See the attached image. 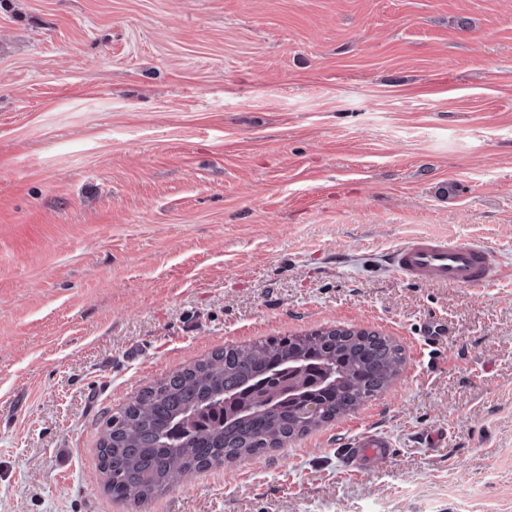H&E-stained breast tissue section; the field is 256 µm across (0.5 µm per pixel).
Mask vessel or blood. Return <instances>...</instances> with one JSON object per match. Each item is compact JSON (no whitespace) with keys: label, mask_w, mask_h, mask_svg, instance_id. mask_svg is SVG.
<instances>
[{"label":"vessel or blood","mask_w":512,"mask_h":512,"mask_svg":"<svg viewBox=\"0 0 512 512\" xmlns=\"http://www.w3.org/2000/svg\"><path fill=\"white\" fill-rule=\"evenodd\" d=\"M386 262L403 279L462 288H482L506 275L496 253L487 246L432 236H417L397 245L387 252ZM395 453L391 438L374 427L364 428L345 442L348 464L360 471Z\"/></svg>","instance_id":"b4317fda"}]
</instances>
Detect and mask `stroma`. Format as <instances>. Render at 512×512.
Instances as JSON below:
<instances>
[{"mask_svg": "<svg viewBox=\"0 0 512 512\" xmlns=\"http://www.w3.org/2000/svg\"><path fill=\"white\" fill-rule=\"evenodd\" d=\"M424 235L512 267V0H0V512H512V279L404 280L383 254ZM331 326L400 375L142 507L105 490L140 390ZM367 426L397 453L356 474Z\"/></svg>", "mask_w": 512, "mask_h": 512, "instance_id": "obj_1", "label": "stroma"}]
</instances>
